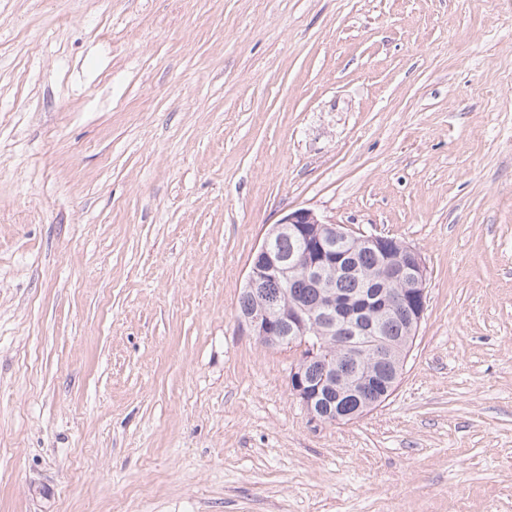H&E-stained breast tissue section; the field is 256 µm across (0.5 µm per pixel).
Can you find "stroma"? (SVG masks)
<instances>
[{"label":"stroma","mask_w":512,"mask_h":512,"mask_svg":"<svg viewBox=\"0 0 512 512\" xmlns=\"http://www.w3.org/2000/svg\"><path fill=\"white\" fill-rule=\"evenodd\" d=\"M300 208L427 269L347 423L236 317ZM0 512H512V0H0ZM366 353L369 354V356H366V360H368L371 364H374L370 369V376H376L378 374L385 375L388 377L392 389V387L402 375L405 359H397L396 361H393L389 359V356L381 357L377 354H373L370 348L366 351ZM366 353H359L354 346H349L343 351V354L352 357H365ZM391 391L382 398L380 403H382L390 395Z\"/></svg>","instance_id":"obj_1"}]
</instances>
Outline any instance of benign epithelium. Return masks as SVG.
I'll use <instances>...</instances> for the list:
<instances>
[{"label": "benign epithelium", "instance_id": "obj_1", "mask_svg": "<svg viewBox=\"0 0 512 512\" xmlns=\"http://www.w3.org/2000/svg\"><path fill=\"white\" fill-rule=\"evenodd\" d=\"M297 239L303 252L294 257L279 255L273 243L284 237ZM355 250L372 247L381 252L388 248L395 255L386 260L382 277L397 287L378 294L344 295L335 288V276L352 273L344 259L347 254L336 249L337 239ZM257 262L247 274L244 292L262 294V288L272 281L285 288L299 271L322 288V297L317 308L309 310L290 298L285 305L277 301H263L262 307L239 318V323L250 334L262 342H274L296 349L300 360L292 368L291 390L300 399L311 418L336 417L334 413L318 415L315 405L322 394L336 388V366H331L319 382L314 383L307 375V363L317 357L319 344L308 342L309 336H331L354 333L368 338L367 346L383 342V322L395 311L405 315L409 322L408 335H418V329L427 307L426 268L420 253L382 234L356 235L336 229V225L323 221L310 209H298L285 215L273 225L257 248ZM343 354L352 357L364 356L372 363L370 375H384L394 384L400 379L404 360L393 361L377 354H365L349 346Z\"/></svg>", "mask_w": 512, "mask_h": 512}]
</instances>
